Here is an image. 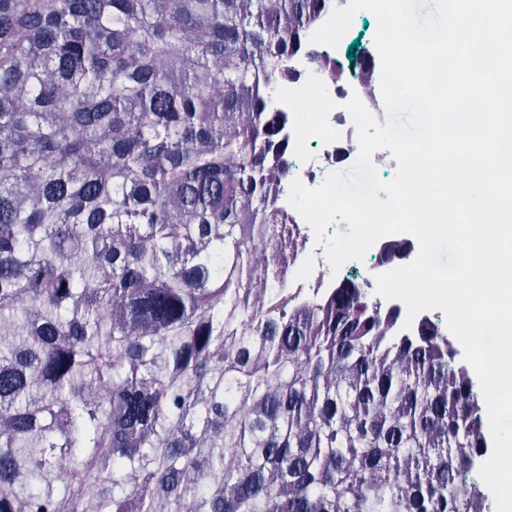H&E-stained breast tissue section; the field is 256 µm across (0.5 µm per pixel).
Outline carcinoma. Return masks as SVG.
<instances>
[{
  "instance_id": "cac0c4a2",
  "label": "carcinoma",
  "mask_w": 512,
  "mask_h": 512,
  "mask_svg": "<svg viewBox=\"0 0 512 512\" xmlns=\"http://www.w3.org/2000/svg\"><path fill=\"white\" fill-rule=\"evenodd\" d=\"M325 7L0 0V512H487L453 341L282 299L267 88Z\"/></svg>"
}]
</instances>
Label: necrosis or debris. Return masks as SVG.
I'll return each mask as SVG.
<instances>
[{"instance_id":"obj_1","label":"necrosis or debris","mask_w":512,"mask_h":512,"mask_svg":"<svg viewBox=\"0 0 512 512\" xmlns=\"http://www.w3.org/2000/svg\"><path fill=\"white\" fill-rule=\"evenodd\" d=\"M314 52L321 54V62L311 60ZM279 67L270 84L269 106L290 118H300L299 123L290 121L282 129L287 174L271 192L275 210L291 229L282 262L288 271L293 305H323L334 297L344 278L333 274L312 228L290 205V187L296 179L308 187L319 186L337 163L357 157V133L345 104L356 94L371 113L382 112L380 86L375 83L368 87L337 76L332 47L307 38L302 41L301 52L280 62ZM414 250L413 241L398 234L378 239L368 250L373 262L367 282H374L377 274L409 264Z\"/></svg>"}]
</instances>
